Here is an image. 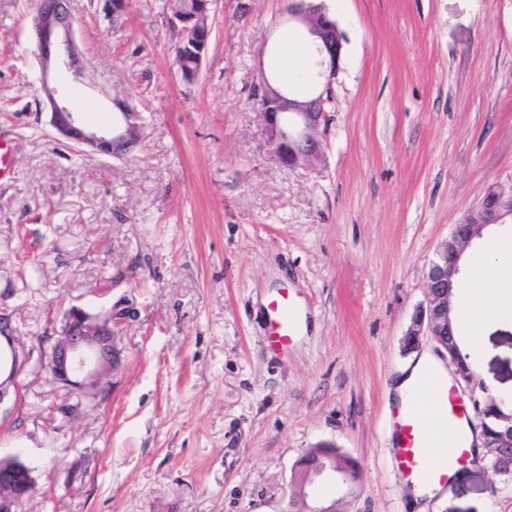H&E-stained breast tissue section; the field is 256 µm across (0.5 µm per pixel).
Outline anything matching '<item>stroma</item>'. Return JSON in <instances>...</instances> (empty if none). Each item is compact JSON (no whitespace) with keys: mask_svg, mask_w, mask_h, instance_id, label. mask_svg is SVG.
<instances>
[{"mask_svg":"<svg viewBox=\"0 0 512 512\" xmlns=\"http://www.w3.org/2000/svg\"><path fill=\"white\" fill-rule=\"evenodd\" d=\"M345 39L321 164L284 168L251 91L283 40L306 52L291 0H216L194 81L174 48L176 0H70L96 83L52 81L86 120L142 115L110 158L67 150L44 109L29 17L0 0V313L33 348L70 305L128 299L107 398L79 403L33 354L0 413V457L36 492L20 512H281L291 472L321 442L356 458L341 512H512L484 463L415 502L389 440L391 381L418 353L405 333L429 266L489 187L512 183V0H324ZM285 288L307 330L265 347L261 300ZM477 377L512 395V324L490 327Z\"/></svg>","mask_w":512,"mask_h":512,"instance_id":"stroma-1","label":"stroma"}]
</instances>
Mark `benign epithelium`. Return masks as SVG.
Listing matches in <instances>:
<instances>
[{
	"label": "benign epithelium",
	"instance_id": "1",
	"mask_svg": "<svg viewBox=\"0 0 512 512\" xmlns=\"http://www.w3.org/2000/svg\"><path fill=\"white\" fill-rule=\"evenodd\" d=\"M202 8L192 14L173 15L172 24L185 31L202 34L196 19L209 14L216 0H198ZM75 20L69 0H39L30 20V31L37 45L41 89L49 114V125L56 140L70 147H89L110 157H122L139 141L141 115L128 106L120 108L122 124H86L78 112L71 111L63 92L49 81L50 73L69 72L74 82L92 79L89 63L78 44ZM310 51L316 60L318 94L297 99L283 92L266 75L254 84L260 102L259 116L269 147L279 163L288 169L310 165L320 157V127L327 125L325 105L331 81L338 68L342 39L336 19L324 10L309 27ZM484 224H456L450 238L436 253L426 278L424 302L416 310L406 332L408 348L417 349L420 337L435 343L445 356L455 345L452 320L454 288L461 274L464 251L482 236L485 228L512 219V196H499L484 208ZM137 318V309L128 302H117L91 312L81 306L70 307L60 320L52 323V333L39 346L42 365L53 381L77 398L98 397L111 386L110 376L120 360L117 335L121 328ZM0 339L10 355L9 381L24 370L30 351L16 342L9 318L0 314ZM498 438L493 444L498 458L512 463V409L497 417ZM34 483L32 469L17 457L0 459V512H17ZM334 485L342 490L353 486L349 477L336 470V452H322L315 463L294 468L291 494L281 512H336V501L328 500L324 488Z\"/></svg>",
	"mask_w": 512,
	"mask_h": 512
}]
</instances>
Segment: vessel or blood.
Masks as SVG:
<instances>
[{
    "instance_id": "obj_1",
    "label": "vessel or blood",
    "mask_w": 512,
    "mask_h": 512,
    "mask_svg": "<svg viewBox=\"0 0 512 512\" xmlns=\"http://www.w3.org/2000/svg\"><path fill=\"white\" fill-rule=\"evenodd\" d=\"M300 307L288 289H279L268 302L265 342L271 353L278 354L293 344L300 331ZM438 414L446 427L457 430L466 422L469 407L459 396L454 385L442 384L438 393ZM428 415L417 398H409L404 410L395 412L391 427L392 454L401 477L409 482L419 481L425 474V450L429 445ZM442 467L433 479L447 484L456 471L467 465L471 450L465 436L443 443Z\"/></svg>"
}]
</instances>
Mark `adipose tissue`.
<instances>
[{
  "mask_svg": "<svg viewBox=\"0 0 512 512\" xmlns=\"http://www.w3.org/2000/svg\"><path fill=\"white\" fill-rule=\"evenodd\" d=\"M485 242L462 259L465 284L453 300L452 318L464 329L460 339L470 346L471 362L479 360V336L488 323L512 319V235L486 229Z\"/></svg>",
  "mask_w": 512,
  "mask_h": 512,
  "instance_id": "1",
  "label": "adipose tissue"
}]
</instances>
